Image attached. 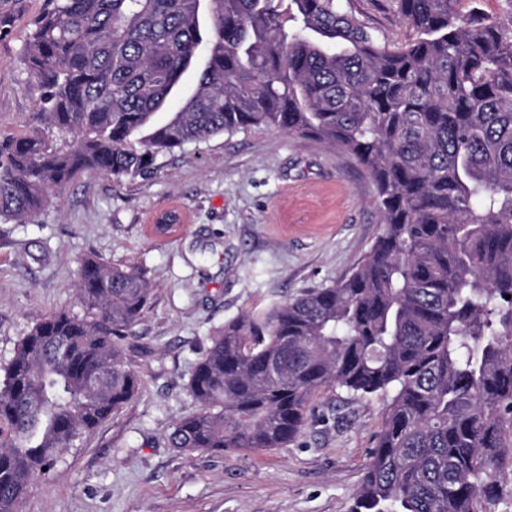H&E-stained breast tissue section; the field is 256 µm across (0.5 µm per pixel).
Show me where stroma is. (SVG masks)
Instances as JSON below:
<instances>
[{"instance_id":"35a3bbf8","label":"stroma","mask_w":512,"mask_h":512,"mask_svg":"<svg viewBox=\"0 0 512 512\" xmlns=\"http://www.w3.org/2000/svg\"><path fill=\"white\" fill-rule=\"evenodd\" d=\"M356 16L402 43L388 0ZM42 0H0V132L41 125L22 63ZM373 185L318 140L252 127L185 145L153 173L88 171L26 224H0V366L46 316L83 315L77 261L135 266L150 299L122 342L135 397L33 478L19 512H349L384 402L325 387L282 448L182 453L174 424L196 404L192 371L224 324L347 275L382 232Z\"/></svg>"}]
</instances>
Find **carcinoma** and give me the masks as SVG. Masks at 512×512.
<instances>
[{"label": "carcinoma", "mask_w": 512, "mask_h": 512, "mask_svg": "<svg viewBox=\"0 0 512 512\" xmlns=\"http://www.w3.org/2000/svg\"><path fill=\"white\" fill-rule=\"evenodd\" d=\"M348 2L43 0L23 61L56 136L0 134V222L83 172L134 178L249 127L350 155L382 233L336 283L224 324L169 442L280 448L319 389L379 396L349 512H490L512 487V15L391 0L414 31L394 44ZM75 288L86 315L44 318L3 367L0 512L139 388L121 342L143 273L86 257Z\"/></svg>", "instance_id": "1"}]
</instances>
